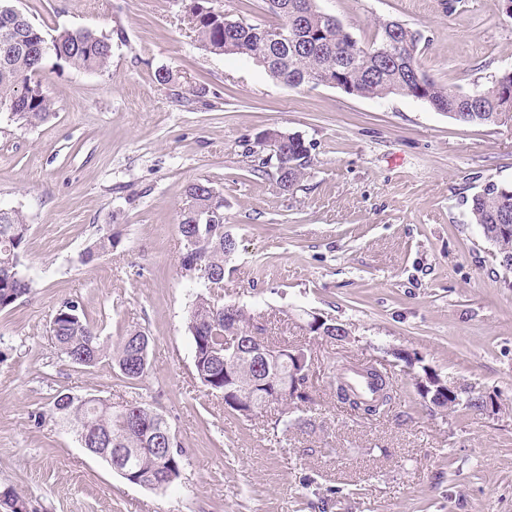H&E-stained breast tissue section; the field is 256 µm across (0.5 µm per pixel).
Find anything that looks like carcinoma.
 <instances>
[{
    "mask_svg": "<svg viewBox=\"0 0 512 512\" xmlns=\"http://www.w3.org/2000/svg\"><path fill=\"white\" fill-rule=\"evenodd\" d=\"M302 11L299 0H264L265 11L276 17L277 28H288V44L277 45L267 39L265 30L273 27L257 23L247 28L226 14L202 8L205 0H186L185 15L206 51L216 55L245 56L263 67L268 75L290 87H316L337 78L349 83L352 94L363 98L410 97L427 103L461 124L495 125L500 112L512 113V70L495 76L490 84L465 92L429 78L419 87L415 74L422 72L419 43L421 34L398 21L378 22L374 42L366 46L349 45L351 34L333 15L322 12L316 0ZM45 33L27 17L0 3V112L9 113L18 125L35 126L50 116L51 99L35 76L41 71L46 51L75 68L102 71L112 56L95 34L64 30L44 40ZM390 53H378L382 47ZM282 150L287 166L277 176L287 191L306 175L311 155L304 140L288 136ZM189 205L181 212L177 224L182 242L181 276L192 290V300L185 321L191 337L194 368L200 383L221 397L224 408L251 418L266 406V395L292 376L289 353L267 361L251 356L232 357L224 352L226 337L245 336L250 342L267 341L259 337L264 328L256 315L234 309L231 329L224 328V303L216 289L208 286L198 273L203 271L213 282H224V262L231 254L224 251V223H196L213 208L224 207V195L208 180L197 181L187 189ZM472 223L480 226L485 240L493 247L499 261L512 259V184L499 183L494 189L474 194L468 205ZM29 225L15 209L0 208V310L29 294L32 280L22 270V257ZM112 234L96 239L80 257L89 264L112 251ZM51 340L60 356L71 365L92 368L107 360L112 368L129 380L138 381L147 373L150 362L140 365L139 353L150 354V341L142 332H133L115 344L104 341L88 320L80 305L64 300L55 314ZM370 381L373 394L364 396L349 382L351 374ZM336 395L352 410L367 415L378 414L391 401V388L377 370H358L352 366H334ZM414 385L424 382L421 398L444 399L443 406L453 410L460 405L477 406L476 399L456 395L448 397V383L432 369L422 365L413 376ZM311 401L310 395L282 393L279 404L285 411ZM130 419L123 411L90 394L61 393L54 399L52 415L74 437L85 436L101 456H110L115 448H126L123 456L137 485L150 489L167 488L181 480L184 455L165 459L161 449L167 447L162 435L164 419L149 403L133 401L128 405Z\"/></svg>",
    "mask_w": 512,
    "mask_h": 512,
    "instance_id": "1",
    "label": "carcinoma"
}]
</instances>
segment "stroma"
Wrapping results in <instances>:
<instances>
[{"mask_svg": "<svg viewBox=\"0 0 512 512\" xmlns=\"http://www.w3.org/2000/svg\"><path fill=\"white\" fill-rule=\"evenodd\" d=\"M45 33L108 38L107 69L48 57L53 114L22 128L0 112V208L29 226L30 294L0 310V492L37 512H512V272L466 200L512 183V123L465 125L424 102L291 88L252 61L199 48L181 0H10ZM359 42L376 24L420 30L423 71L468 91L512 70L502 0H317ZM172 80L161 83L158 73ZM278 129L302 137L312 168L283 191L249 150ZM224 194L237 251L224 301L260 311L267 336L311 348V404L294 426L278 407L245 419L201 385L185 319L177 224L186 187ZM111 254L79 255L106 232ZM67 299L102 336L152 340L150 368L124 381L108 363L60 359L49 322ZM315 313L346 328L307 332ZM495 409L425 402L394 350ZM376 366L390 407L362 416L338 401L333 361ZM139 399L185 452L180 482L130 484L51 414L57 392Z\"/></svg>", "mask_w": 512, "mask_h": 512, "instance_id": "35a3bbf8", "label": "stroma"}]
</instances>
